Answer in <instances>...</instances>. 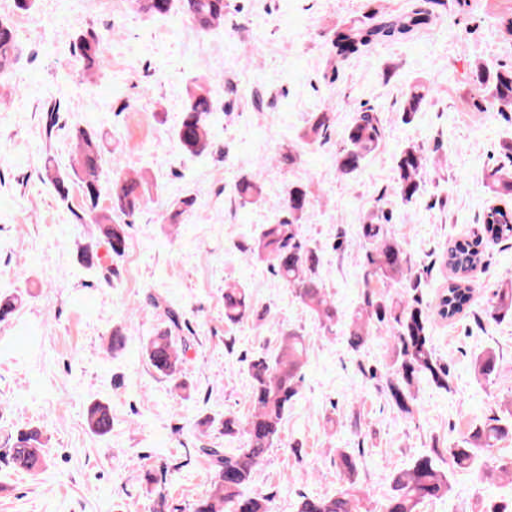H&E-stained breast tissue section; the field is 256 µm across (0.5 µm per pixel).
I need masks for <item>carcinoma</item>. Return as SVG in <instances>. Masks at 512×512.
Wrapping results in <instances>:
<instances>
[{
    "instance_id": "obj_1",
    "label": "carcinoma",
    "mask_w": 512,
    "mask_h": 512,
    "mask_svg": "<svg viewBox=\"0 0 512 512\" xmlns=\"http://www.w3.org/2000/svg\"><path fill=\"white\" fill-rule=\"evenodd\" d=\"M138 9L153 15H167L178 9L201 29L224 20V0H136ZM438 0H414L412 8L402 14L371 18V22L348 28L336 43V55L356 54L368 46L383 41L400 40L430 20ZM76 47L89 69L103 66L100 39L93 31L80 34ZM18 41L12 23L0 19V63L16 56ZM475 89L482 95L486 107L496 112H512V70L479 65L473 72ZM188 101L183 119L175 137L180 149L187 154L203 153L211 147L205 116L213 109L211 91L196 85L187 92ZM426 101V88L414 86L406 94L402 112L406 117L421 110ZM330 113L314 112L309 119L306 137L315 142L326 137L330 128ZM382 126L378 115L368 108L358 114L346 136V146L337 159V170L343 176L358 171L365 158L375 151L382 140ZM77 154L70 172L62 173L51 163L44 164V179L54 187L57 196L69 198L71 184L79 185L83 199L82 213L101 226L108 253L120 256L126 248L124 218L132 215L145 201L142 183L128 176L115 175L107 180L102 166L100 138L93 130L76 132ZM423 165L421 149L405 147L396 163L394 195L405 205L419 194ZM487 188L497 196L512 195V167L498 165L485 176ZM109 191L111 208H99L101 196ZM237 191L245 204H254L261 197L262 186L255 175L243 177ZM308 206V192L301 184L288 186L285 209L287 219L268 224L256 239L252 252L260 260L269 262L283 283L295 290L300 301L315 315L324 328L330 329L340 319V311L331 301L319 278L320 256L316 249L302 238L301 224ZM486 232L493 240L512 239V212L501 208H487L483 214ZM360 237L367 246L368 276L378 281L398 279L405 281L406 299H396L381 292H366L363 305L353 313L350 347L361 349L371 336L370 328L385 327L396 345L397 358L386 378V389L398 410L412 413L415 399L413 388L423 378L441 387H448L449 371L436 357L432 346V319L422 307L416 292L421 277L412 270L406 254L396 241L388 237L381 224H363ZM485 253L483 239H462L448 247L443 262L451 272L448 289L439 298L436 314L453 320L470 308L474 284L472 272L481 264ZM21 293L0 295V321L11 317L21 307ZM497 319L512 316V280L497 291L494 307ZM251 305L246 289L237 285L224 288V321L238 323L250 316ZM166 326L150 337L145 354L154 370L173 379L182 364L180 348L187 347L189 338L178 344L177 337L184 332L181 314L168 309ZM308 352L304 336L296 330L282 335L278 350L272 357L259 354L249 365L252 379L250 401L253 411L245 426L246 445L228 454L219 448H200L214 470L209 489L194 504L193 512H270L269 499L244 493L253 470L260 465L279 439L281 425L288 407L299 393L302 371ZM500 361L491 351L474 360L475 370L488 379L498 372ZM508 416L474 431L469 438L448 449V455L458 468L472 466L479 456H489L491 449L512 433V407ZM90 427L100 435L112 429V415L108 407L98 404L88 409ZM6 458L19 470L35 474L46 461L38 434L20 432ZM336 467L345 475L348 487L334 497L304 496L297 512H357L359 499L355 494L357 463L353 456L336 452ZM451 489L448 473L440 470L433 457L422 456L407 470L396 474L391 493L382 512H420L421 505L440 498Z\"/></svg>"
}]
</instances>
